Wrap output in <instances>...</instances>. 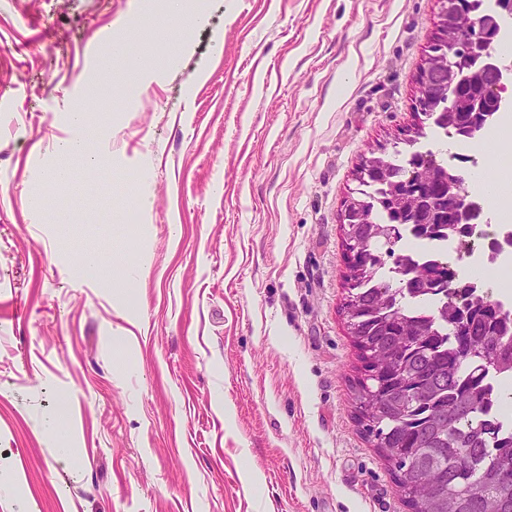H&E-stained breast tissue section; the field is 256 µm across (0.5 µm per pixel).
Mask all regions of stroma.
Here are the masks:
<instances>
[{
	"label": "stroma",
	"mask_w": 512,
	"mask_h": 512,
	"mask_svg": "<svg viewBox=\"0 0 512 512\" xmlns=\"http://www.w3.org/2000/svg\"><path fill=\"white\" fill-rule=\"evenodd\" d=\"M139 8L0 0V512H408L355 419L340 215L418 120L438 0ZM111 39L138 69L86 63ZM76 110L107 162L43 185Z\"/></svg>",
	"instance_id": "1"
}]
</instances>
